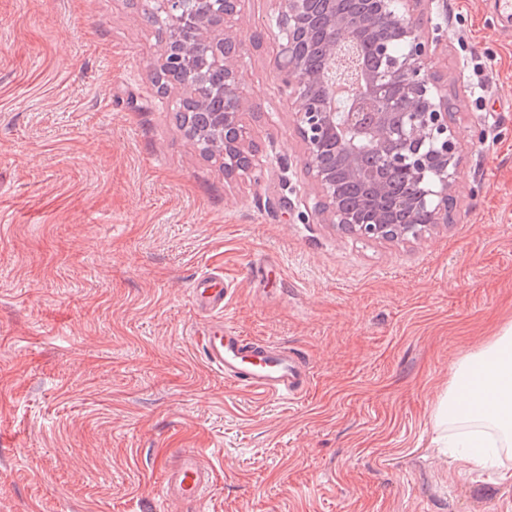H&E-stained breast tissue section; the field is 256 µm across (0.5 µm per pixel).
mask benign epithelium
Here are the masks:
<instances>
[{
  "instance_id": "obj_1",
  "label": "benign epithelium",
  "mask_w": 512,
  "mask_h": 512,
  "mask_svg": "<svg viewBox=\"0 0 512 512\" xmlns=\"http://www.w3.org/2000/svg\"><path fill=\"white\" fill-rule=\"evenodd\" d=\"M152 18L162 19L166 40L157 69L176 84L186 102L202 107L221 103L212 114V133L224 141L217 149L186 136L206 155L223 160L224 177H247L254 149L243 126L239 83L242 43L226 29L238 16V0H153ZM318 0H271L267 28L282 39L277 71L295 98V129L307 158L317 201L314 210L347 235L367 240H418L430 224L448 223V199L456 191L460 166L456 132L448 112V89L432 79L427 61L441 41V23L432 32L409 23L387 30L389 0L357 15L336 11V0L322 25L324 66L314 71L296 54L297 27ZM404 51L395 58L392 46ZM371 146L380 162L402 169L415 184L409 195L393 198L389 210L364 219L344 200L342 182L372 180L377 197L388 189L363 163Z\"/></svg>"
}]
</instances>
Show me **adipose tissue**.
Masks as SVG:
<instances>
[{
    "label": "adipose tissue",
    "instance_id": "ef3b65f1",
    "mask_svg": "<svg viewBox=\"0 0 512 512\" xmlns=\"http://www.w3.org/2000/svg\"><path fill=\"white\" fill-rule=\"evenodd\" d=\"M432 433L454 461L495 468L512 483V324L453 365L434 404Z\"/></svg>",
    "mask_w": 512,
    "mask_h": 512
}]
</instances>
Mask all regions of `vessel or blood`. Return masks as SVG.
<instances>
[{
  "mask_svg": "<svg viewBox=\"0 0 512 512\" xmlns=\"http://www.w3.org/2000/svg\"><path fill=\"white\" fill-rule=\"evenodd\" d=\"M232 288L223 272L197 279L192 302L202 320L197 338L208 365L223 374L225 382L249 391L293 398L305 393L312 370L300 350L246 336L223 318ZM213 481L202 453L183 450L168 462L159 487L163 501H175L189 512H201Z\"/></svg>",
  "mask_w": 512,
  "mask_h": 512,
  "instance_id": "1",
  "label": "vessel or blood"
}]
</instances>
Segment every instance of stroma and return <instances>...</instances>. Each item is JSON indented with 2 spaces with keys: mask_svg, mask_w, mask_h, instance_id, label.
<instances>
[{
  "mask_svg": "<svg viewBox=\"0 0 512 512\" xmlns=\"http://www.w3.org/2000/svg\"><path fill=\"white\" fill-rule=\"evenodd\" d=\"M447 2L429 72L458 184L447 223L401 242L315 215L269 0L239 2L245 181L177 127L146 0H0V512H154L185 449L214 471L206 512H512V485L431 443L454 363L512 322V30ZM212 269L228 324L307 357L306 395L205 362L191 289Z\"/></svg>",
  "mask_w": 512,
  "mask_h": 512,
  "instance_id": "1",
  "label": "stroma"
}]
</instances>
